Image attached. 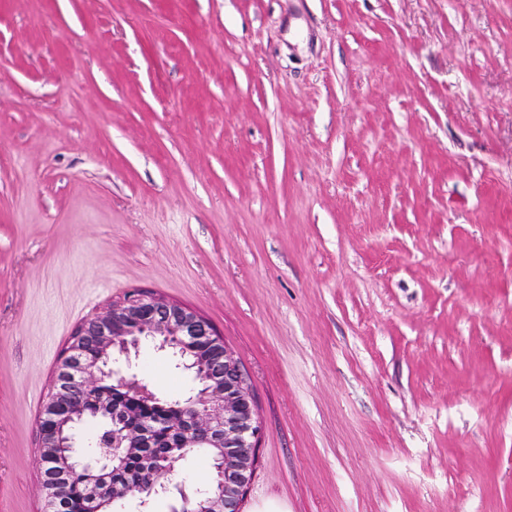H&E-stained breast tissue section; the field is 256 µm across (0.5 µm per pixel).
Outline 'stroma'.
Masks as SVG:
<instances>
[{"label": "stroma", "mask_w": 512, "mask_h": 512, "mask_svg": "<svg viewBox=\"0 0 512 512\" xmlns=\"http://www.w3.org/2000/svg\"><path fill=\"white\" fill-rule=\"evenodd\" d=\"M133 289L242 364V512H512V0H0V512Z\"/></svg>", "instance_id": "1"}]
</instances>
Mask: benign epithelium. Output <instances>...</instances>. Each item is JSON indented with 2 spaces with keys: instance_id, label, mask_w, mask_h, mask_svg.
<instances>
[{
  "instance_id": "1",
  "label": "benign epithelium",
  "mask_w": 512,
  "mask_h": 512,
  "mask_svg": "<svg viewBox=\"0 0 512 512\" xmlns=\"http://www.w3.org/2000/svg\"><path fill=\"white\" fill-rule=\"evenodd\" d=\"M198 337L207 338L211 351L205 359L189 362L185 349ZM143 343L170 351L184 369L196 373L201 387L183 400L188 415L131 424L129 412L112 401L105 387L109 378L121 390L153 399L152 391L135 375L126 376L110 367L121 356L131 365V351ZM89 345L99 351L94 361L85 359ZM77 396H89L96 405L97 451L91 455L78 451L85 409L75 404ZM168 426L177 430L180 447L211 449L217 462L211 476L217 484L215 492L204 496L198 489L172 483V464L146 483L119 486L110 482L118 458L153 447L155 432ZM38 432L40 458L53 456L58 448L71 450L57 462L56 475L41 471L47 512H62V479L73 471L87 477L85 512H104L110 501L134 494L144 508L154 498L168 496L173 499L170 512H241L256 469L261 426L241 363L213 325L189 307L134 291L75 329L56 367Z\"/></svg>"
}]
</instances>
